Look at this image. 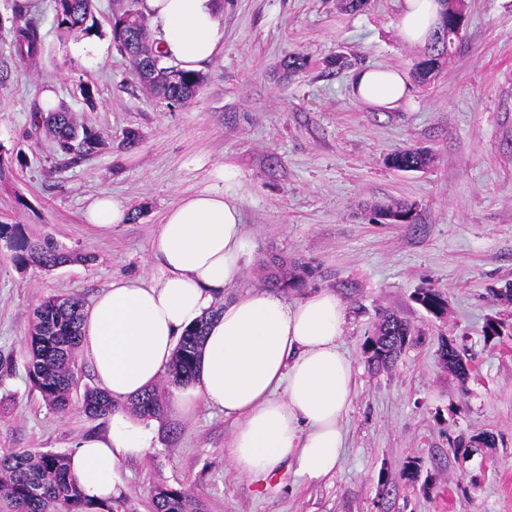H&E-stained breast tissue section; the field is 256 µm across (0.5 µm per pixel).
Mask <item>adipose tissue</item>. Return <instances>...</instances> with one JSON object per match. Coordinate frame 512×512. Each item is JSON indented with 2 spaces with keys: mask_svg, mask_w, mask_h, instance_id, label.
<instances>
[{
  "mask_svg": "<svg viewBox=\"0 0 512 512\" xmlns=\"http://www.w3.org/2000/svg\"><path fill=\"white\" fill-rule=\"evenodd\" d=\"M141 8L157 26L159 50L183 69H199L224 43L215 0H143ZM438 10L436 0H403L404 41L426 43ZM352 94L385 111L408 99L411 85L401 71L364 68ZM210 179L168 209L152 241V272L113 280L84 314L80 346L113 400L153 387L185 330L237 283L252 254L239 172L225 165ZM345 322L343 302L324 289L295 303L253 291L225 303L212 321L197 380L178 401L187 410L204 399L236 422L227 459L238 474L266 476L287 460L311 480L335 473L355 392L352 364L340 350ZM152 439L140 419L115 411L103 435L78 443L69 458L71 477L91 502L115 496L121 462Z\"/></svg>",
  "mask_w": 512,
  "mask_h": 512,
  "instance_id": "adipose-tissue-1",
  "label": "adipose tissue"
}]
</instances>
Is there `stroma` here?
I'll return each mask as SVG.
<instances>
[{"instance_id":"1","label":"stroma","mask_w":512,"mask_h":512,"mask_svg":"<svg viewBox=\"0 0 512 512\" xmlns=\"http://www.w3.org/2000/svg\"><path fill=\"white\" fill-rule=\"evenodd\" d=\"M463 41L430 83L381 112L350 92L355 69L411 71L424 45L398 31L402 0H369L359 12L340 0H217L224 47L201 71L207 81L187 106L151 97L117 50L110 19L118 0H95L94 36L107 46L96 67L74 59L59 38L53 0H0V223L16 237L83 254L54 268L19 264L0 239V452L26 448L72 454L103 433L108 419L79 404L50 412L26 375L24 347L34 308L53 295L85 303L112 278L150 270V244L167 209L208 186L213 167L242 181L245 222L256 245L231 300L266 289L272 263L304 268V285L284 291L294 303L329 289L346 306L341 351L356 389L344 428L347 448L334 475L301 476L296 465L249 478L227 463L235 425L204 401L183 414L176 386L159 380L160 415L148 418L152 448L123 465L119 488L134 512H150L154 485L183 487L208 512H512V337L486 340L488 317L512 324V0H467ZM26 6L41 38L36 62L13 49V16ZM307 56L289 75L281 61ZM342 55L348 67L331 71ZM54 85L58 104L98 129L104 146L75 159L54 148L31 116ZM97 108L85 109L81 87ZM139 133L136 142L126 134ZM423 147L435 157L420 172L390 168L388 156ZM109 194L130 219L109 230L83 213ZM411 205L410 224H382L372 207ZM438 288L448 311L437 319L416 304ZM415 329L389 369L372 371L364 342L379 314ZM448 338L467 359V382L451 377L438 347ZM486 432L495 442L473 443ZM415 461L418 480L404 478Z\"/></svg>"}]
</instances>
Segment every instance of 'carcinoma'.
<instances>
[{
    "instance_id": "obj_1",
    "label": "carcinoma",
    "mask_w": 512,
    "mask_h": 512,
    "mask_svg": "<svg viewBox=\"0 0 512 512\" xmlns=\"http://www.w3.org/2000/svg\"><path fill=\"white\" fill-rule=\"evenodd\" d=\"M139 0L113 14L111 31L117 49L123 53L140 86L152 96L172 106L190 104L199 94L205 76L198 71H185L164 64V57L151 38L146 16L137 8ZM442 25L427 46L424 56L414 65L413 76L420 83L434 79L452 54L464 27L467 4L465 0H441ZM94 0H54L56 27L65 38L90 36L94 25ZM14 47L18 56L33 60L41 50L37 28L23 14L15 15ZM33 123L45 128L56 149L66 156L81 158L95 153L103 141L92 127L80 124L73 113L58 108L53 112L33 113ZM434 161L425 149H407L388 157V165L400 171H421ZM378 216L390 224H409L413 221L412 208L401 204L378 207ZM19 263L35 262L53 268L80 260L78 255L47 244L20 240L16 242ZM303 276L295 269L273 272L268 276L272 288L292 289L302 286ZM414 301L427 313L437 317L446 310L442 293L435 288H422ZM221 308H216L199 323L187 329L181 337L167 372V380L174 386H187L195 381L197 362L208 322ZM83 302L77 296L55 295L45 298L34 308V321L27 338L26 373L31 388L37 391L55 412H64L71 406V394L80 381L76 351L80 344ZM512 330L501 319L491 318L483 327L488 340L499 338ZM409 324L394 314H386L374 325L372 336L364 343V353L372 369L379 371L392 366L409 341ZM440 359L448 374L464 383L469 367L457 347L446 339L438 348ZM81 407L90 417L110 415L116 402L102 389L87 387ZM127 408L152 417L161 412V399L151 388L127 402ZM153 512H205V504L186 489L158 484L151 491ZM0 512H132L127 500L113 497L99 504L88 502L81 490L69 478V457L52 451L24 448L0 454Z\"/></svg>"
}]
</instances>
